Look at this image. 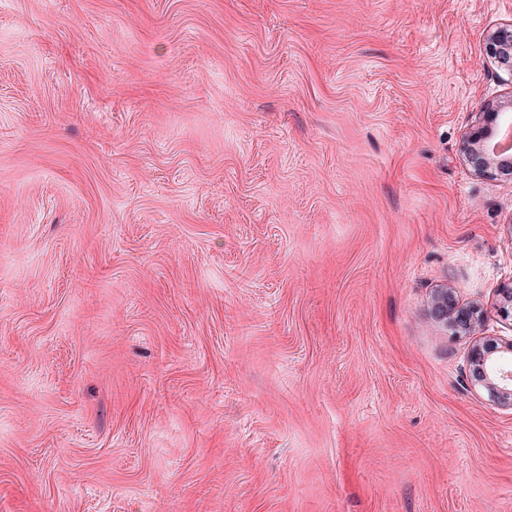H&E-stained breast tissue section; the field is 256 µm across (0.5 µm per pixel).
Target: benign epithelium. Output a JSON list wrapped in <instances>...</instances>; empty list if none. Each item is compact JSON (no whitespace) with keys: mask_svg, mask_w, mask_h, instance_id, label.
Instances as JSON below:
<instances>
[{"mask_svg":"<svg viewBox=\"0 0 512 512\" xmlns=\"http://www.w3.org/2000/svg\"><path fill=\"white\" fill-rule=\"evenodd\" d=\"M488 55L498 68L512 80V22L497 27L487 39ZM512 132V112L499 102H488L479 113L477 127L466 134L460 151L473 172L482 176L512 173V159L503 160L488 151L490 141L505 132ZM436 317L448 321L464 332L480 323L482 314L476 307L461 308L454 291L448 287L438 289L432 298ZM469 365L475 381L483 386L496 404L512 408V340L501 343L489 339L473 346Z\"/></svg>","mask_w":512,"mask_h":512,"instance_id":"benign-epithelium-1","label":"benign epithelium"}]
</instances>
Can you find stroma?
<instances>
[{
	"mask_svg": "<svg viewBox=\"0 0 512 512\" xmlns=\"http://www.w3.org/2000/svg\"><path fill=\"white\" fill-rule=\"evenodd\" d=\"M510 22L0 0V512H512V177L459 151ZM432 307L436 317L448 323V315L453 316V326L464 333L471 331L480 323L482 314L477 307L461 308L457 305L454 291L448 287L438 289L432 298ZM503 353L510 357L502 358ZM512 340L499 343L489 339L476 344L469 355L475 381L483 386L496 404L512 408Z\"/></svg>",
	"mask_w": 512,
	"mask_h": 512,
	"instance_id": "obj_1",
	"label": "stroma"
}]
</instances>
